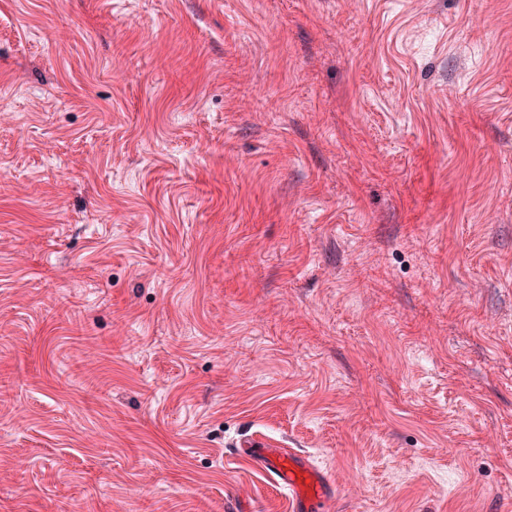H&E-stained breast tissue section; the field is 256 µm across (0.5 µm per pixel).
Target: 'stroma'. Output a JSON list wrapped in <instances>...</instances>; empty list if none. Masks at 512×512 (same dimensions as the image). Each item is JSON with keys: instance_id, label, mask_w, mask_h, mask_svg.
Wrapping results in <instances>:
<instances>
[{"instance_id": "35a3bbf8", "label": "stroma", "mask_w": 512, "mask_h": 512, "mask_svg": "<svg viewBox=\"0 0 512 512\" xmlns=\"http://www.w3.org/2000/svg\"><path fill=\"white\" fill-rule=\"evenodd\" d=\"M0 512H512V0H0ZM233 455L250 461L277 490L285 491L291 512L336 511L333 475L314 466L305 453L250 439L234 448Z\"/></svg>"}]
</instances>
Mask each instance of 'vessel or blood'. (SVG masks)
<instances>
[{
	"label": "vessel or blood",
	"mask_w": 512,
	"mask_h": 512,
	"mask_svg": "<svg viewBox=\"0 0 512 512\" xmlns=\"http://www.w3.org/2000/svg\"><path fill=\"white\" fill-rule=\"evenodd\" d=\"M233 454L250 461L276 489L287 493L290 512H335L332 474L314 466L305 453L263 439H250Z\"/></svg>",
	"instance_id": "b4317fda"
}]
</instances>
